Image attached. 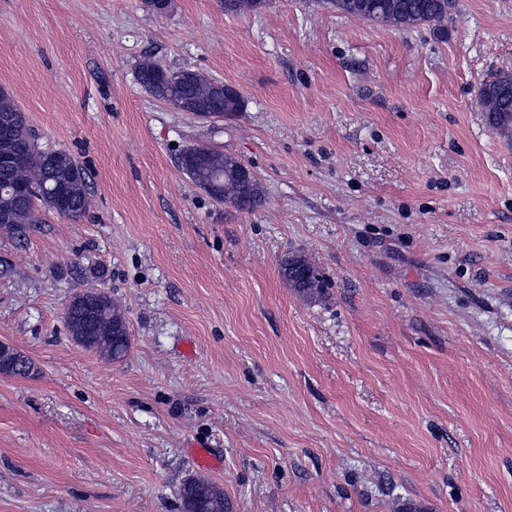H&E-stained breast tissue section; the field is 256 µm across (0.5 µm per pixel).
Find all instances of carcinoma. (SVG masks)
<instances>
[{
	"instance_id": "carcinoma-1",
	"label": "carcinoma",
	"mask_w": 512,
	"mask_h": 512,
	"mask_svg": "<svg viewBox=\"0 0 512 512\" xmlns=\"http://www.w3.org/2000/svg\"><path fill=\"white\" fill-rule=\"evenodd\" d=\"M264 4L265 0H224V10L256 11ZM333 5L347 17L367 19L398 30L430 24L442 27L457 7L456 0H333ZM137 78L152 97L185 112H208L221 117L226 112L244 110L242 96L224 93L217 89L219 81L191 68L171 71L145 59L138 67ZM479 107L491 127L507 138L512 136V72H500L482 85ZM1 114L9 118L11 131L8 139L0 140V153L12 155L17 161L0 168V230L18 241L26 239L31 225L41 221L39 205L74 221L84 216L90 199L81 165L63 150L38 149L24 112L3 88H0ZM200 149V145L188 146L178 158L179 168L196 186L206 192L209 185L224 183L223 194H213L211 198L230 202L241 210H248L262 200L259 181L245 189L230 179L233 170L243 166L241 161L211 148L208 160L201 163L196 157ZM283 273L302 295L308 298L322 295L324 282L304 259H288ZM103 298L98 335L109 340L102 353L117 360L128 350V327L118 333L112 331L113 320L124 323L126 319L109 295ZM33 368L35 364L26 356L19 362L10 353L0 357V373L26 377ZM179 495L183 512H231L223 488L210 479H188Z\"/></svg>"
}]
</instances>
